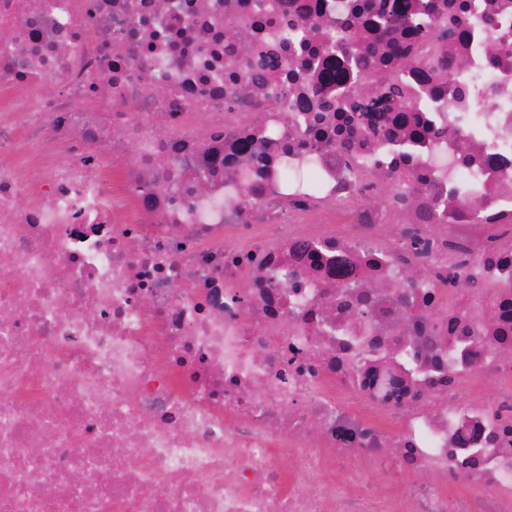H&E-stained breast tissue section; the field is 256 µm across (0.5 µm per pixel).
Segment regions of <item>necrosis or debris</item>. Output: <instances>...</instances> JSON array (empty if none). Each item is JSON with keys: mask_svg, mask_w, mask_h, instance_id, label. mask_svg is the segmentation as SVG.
Returning a JSON list of instances; mask_svg holds the SVG:
<instances>
[{"mask_svg": "<svg viewBox=\"0 0 512 512\" xmlns=\"http://www.w3.org/2000/svg\"><path fill=\"white\" fill-rule=\"evenodd\" d=\"M0 88V512H512V0H0Z\"/></svg>", "mask_w": 512, "mask_h": 512, "instance_id": "1", "label": "necrosis or debris"}]
</instances>
